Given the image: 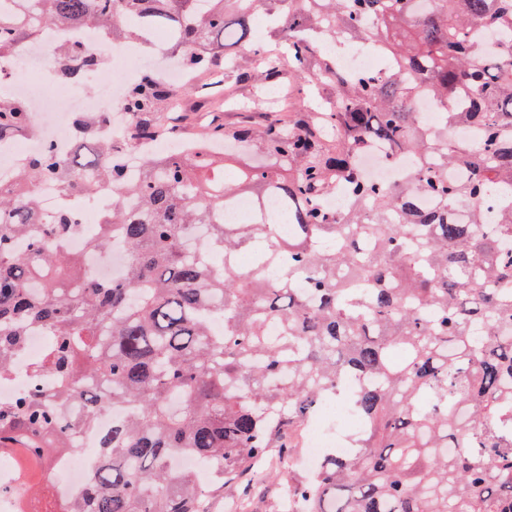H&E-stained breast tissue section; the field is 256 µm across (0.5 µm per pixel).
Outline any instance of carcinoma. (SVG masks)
Returning a JSON list of instances; mask_svg holds the SVG:
<instances>
[{
  "label": "carcinoma",
  "mask_w": 512,
  "mask_h": 512,
  "mask_svg": "<svg viewBox=\"0 0 512 512\" xmlns=\"http://www.w3.org/2000/svg\"><path fill=\"white\" fill-rule=\"evenodd\" d=\"M260 12L271 44L253 39ZM43 22L164 30L188 69L333 94L323 112L208 129L258 142L264 162L236 185L213 151L170 152L133 181L95 115L75 119L89 156L47 145L0 187V380L31 329L53 336L27 391L0 401V448L43 466L75 428L128 408L100 433L86 485L51 512H210L256 463L291 457L327 396L363 426L350 451L326 448L316 472L286 480L295 512H512V0H0V57ZM338 32L380 49L387 73L339 70L324 51ZM51 62L64 79L102 71L79 42ZM168 96L151 75L128 88L127 145L155 136ZM422 97L440 109L435 130ZM27 123L0 94V140ZM377 147L411 162L400 182L361 169ZM44 180L88 200L112 185L98 242H123L119 280L84 277L63 246L77 217L38 211L30 187ZM342 183L352 202L338 213L327 197ZM252 186L279 199L287 234L262 213L219 221ZM356 376L370 383L354 390ZM71 401L85 407L75 424L60 412ZM180 454L210 482L175 468Z\"/></svg>",
  "instance_id": "obj_1"
}]
</instances>
